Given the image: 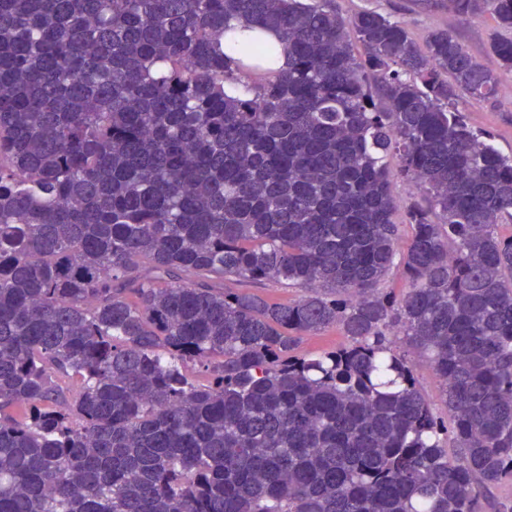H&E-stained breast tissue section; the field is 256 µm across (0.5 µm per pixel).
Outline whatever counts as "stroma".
Wrapping results in <instances>:
<instances>
[{
    "label": "stroma",
    "mask_w": 512,
    "mask_h": 512,
    "mask_svg": "<svg viewBox=\"0 0 512 512\" xmlns=\"http://www.w3.org/2000/svg\"><path fill=\"white\" fill-rule=\"evenodd\" d=\"M335 4L337 11L345 16L372 9L402 21L421 47L426 46L432 30L454 34L481 65L495 72L499 81L496 99L467 106L466 120L474 129L487 133L501 152L512 154V70L501 67L491 50L498 28L490 14L465 20L445 8L427 13L419 9L415 0H335Z\"/></svg>",
    "instance_id": "35a3bbf8"
}]
</instances>
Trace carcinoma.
<instances>
[{"label": "carcinoma", "mask_w": 512, "mask_h": 512, "mask_svg": "<svg viewBox=\"0 0 512 512\" xmlns=\"http://www.w3.org/2000/svg\"><path fill=\"white\" fill-rule=\"evenodd\" d=\"M419 4L512 69V0ZM497 84L333 0H0V512H512V157L460 108ZM392 195L396 206L393 220L397 224L404 221L405 207L409 202L417 201L424 203L422 192L413 184L405 181H397L393 184ZM226 288H246L254 293H258L272 301L278 302H294L303 297L307 291L305 288L293 286L273 285L269 282L251 283L242 280L228 279L224 280ZM345 336L336 328L331 327L314 335L304 336L299 346L302 354L315 355L325 349L343 345ZM419 386L425 396L435 405L437 411L447 417L448 409L441 400V381L435 373L424 365L417 367Z\"/></svg>", "instance_id": "obj_1"}]
</instances>
